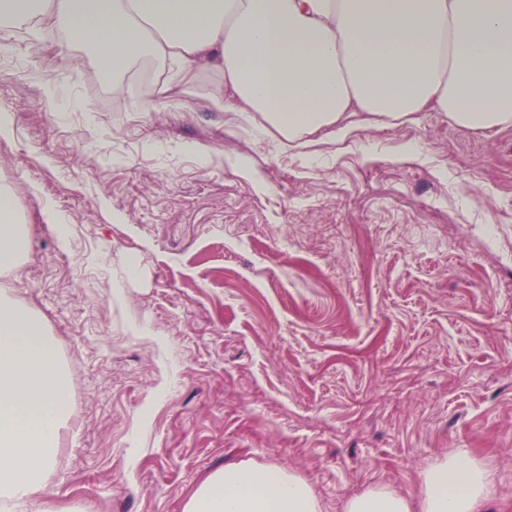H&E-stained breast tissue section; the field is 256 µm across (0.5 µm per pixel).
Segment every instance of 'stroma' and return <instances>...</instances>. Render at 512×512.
Listing matches in <instances>:
<instances>
[{
    "label": "stroma",
    "mask_w": 512,
    "mask_h": 512,
    "mask_svg": "<svg viewBox=\"0 0 512 512\" xmlns=\"http://www.w3.org/2000/svg\"><path fill=\"white\" fill-rule=\"evenodd\" d=\"M220 78L180 77L168 105L130 76L114 92L63 31L0 36V183L30 228L0 289L42 318L72 399L44 493L0 512H182L249 461L342 512L415 493L446 453L512 512V126L423 112L290 152L208 103ZM40 216L44 224H55L58 247L66 250L69 245L68 230L65 224H61L60 215L50 200H43Z\"/></svg>",
    "instance_id": "1"
}]
</instances>
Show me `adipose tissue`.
I'll use <instances>...</instances> for the list:
<instances>
[{
  "label": "adipose tissue",
  "instance_id": "ef3b65f1",
  "mask_svg": "<svg viewBox=\"0 0 512 512\" xmlns=\"http://www.w3.org/2000/svg\"><path fill=\"white\" fill-rule=\"evenodd\" d=\"M58 29L84 43L120 88V64L150 59L174 75L222 81L206 97L280 147L337 142L360 125L395 127L435 111L474 132L512 125V0H0V31ZM14 185L0 184V273L29 230ZM72 405L70 379L41 320L0 290V500L44 489ZM491 472L455 454L422 469L416 494L375 486L343 512H484ZM183 512H321L296 472L260 463L211 471Z\"/></svg>",
  "mask_w": 512,
  "mask_h": 512
}]
</instances>
